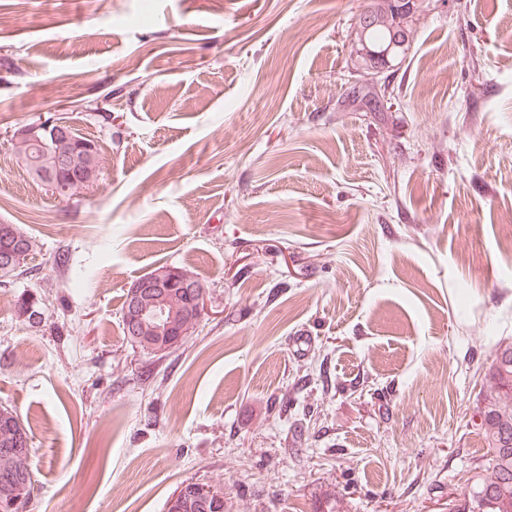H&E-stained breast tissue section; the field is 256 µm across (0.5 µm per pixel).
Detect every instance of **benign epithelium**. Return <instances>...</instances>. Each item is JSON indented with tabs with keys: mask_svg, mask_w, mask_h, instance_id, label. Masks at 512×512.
Listing matches in <instances>:
<instances>
[{
	"mask_svg": "<svg viewBox=\"0 0 512 512\" xmlns=\"http://www.w3.org/2000/svg\"><path fill=\"white\" fill-rule=\"evenodd\" d=\"M49 133L68 135L65 123L55 120L37 122L21 130L22 136L46 151L42 166L32 168V173L42 177L44 172H49L52 178L48 188L58 197L72 196L77 186H94L97 167L93 146L75 138L73 151L54 153L47 145ZM0 239L11 241L10 247L0 251V273H3L26 261L27 243L10 224L0 225ZM179 298L187 308L188 323L199 321L206 310L207 295L204 284L197 278L167 266L135 283L124 313L127 334L137 341L148 339V347L156 355L181 345L186 327L177 322ZM0 423L9 429L8 438L0 441V458L12 463L5 470L6 485L0 493V512H25L29 501L26 496L28 482L24 481L31 462L29 441L20 419L12 410L0 409ZM185 500L206 506L213 501L224 502V493L202 481L182 483L173 492L169 508L177 512Z\"/></svg>",
	"mask_w": 512,
	"mask_h": 512,
	"instance_id": "benign-epithelium-1",
	"label": "benign epithelium"
}]
</instances>
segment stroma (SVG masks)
I'll list each match as a JSON object with an SVG mask.
<instances>
[{
    "label": "stroma",
    "instance_id": "stroma-1",
    "mask_svg": "<svg viewBox=\"0 0 512 512\" xmlns=\"http://www.w3.org/2000/svg\"><path fill=\"white\" fill-rule=\"evenodd\" d=\"M369 0H0V406L27 512H448L488 462L512 339V0H429L389 111L340 112ZM70 117L101 175L62 199L9 135ZM66 269H57V254ZM167 264L207 310L152 356L127 290ZM42 321L27 322L31 312ZM15 225L16 229L21 232V234L27 239V241L30 243V246L28 248L30 250V254L35 252L37 248V242L36 240L30 236L27 232H24L20 225L18 224H12ZM10 224H0V237H2V240H9L12 241V244L8 248H4L0 254V273L3 274V272L9 271L11 268H14L17 265H22L26 259L28 258V252L26 251L27 243L24 242V240L20 237L18 231L15 229L14 226ZM27 265L24 264L17 269L14 268L10 273L0 275L1 277H12V276H22L26 275L28 273V270L30 268H24ZM1 422L10 432L8 438L0 441V458L10 460L13 465L2 470L9 475L5 478L7 484L0 498V512H24L31 497V494L26 496L28 482L33 489V469L27 475L28 481H24L30 469V442L20 419L12 410L0 409V425ZM195 501L199 505L213 502H224V493L209 483L192 481L180 484L173 492L168 507L173 512L180 509L183 501Z\"/></svg>",
    "mask_w": 512,
    "mask_h": 512
}]
</instances>
